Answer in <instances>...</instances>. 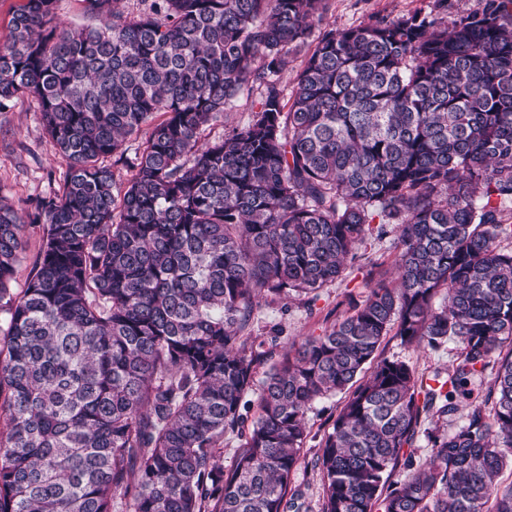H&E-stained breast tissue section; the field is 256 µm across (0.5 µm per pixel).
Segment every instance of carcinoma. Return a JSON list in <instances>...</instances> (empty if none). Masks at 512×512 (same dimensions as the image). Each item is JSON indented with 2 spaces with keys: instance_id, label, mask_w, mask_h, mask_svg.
I'll return each instance as SVG.
<instances>
[{
  "instance_id": "carcinoma-1",
  "label": "carcinoma",
  "mask_w": 512,
  "mask_h": 512,
  "mask_svg": "<svg viewBox=\"0 0 512 512\" xmlns=\"http://www.w3.org/2000/svg\"><path fill=\"white\" fill-rule=\"evenodd\" d=\"M55 2L22 0L0 45V112L36 100L67 165L37 214L0 199V512H304L305 414L346 390L314 459L321 512H512V0L317 36L329 0H83L95 24L74 29ZM249 83L248 123L200 142ZM157 113L117 187L104 158ZM387 224L391 280L368 273L362 302L283 353L251 340L259 296L317 293ZM390 334L454 340L448 378L380 356ZM421 435L432 460L400 474ZM46 224H26L24 231V250L21 260L16 266L13 278L9 283V288L15 295H19L23 288H26L27 282L33 272L36 262L42 250L45 235ZM258 389L259 387L257 386L256 390L250 393V395L246 398L247 400H251V405L249 409L243 411L247 419L242 430L240 429L238 433H227L224 435V470H229L233 466L237 455L243 449L242 447L244 443V434L251 426L256 411L255 400L258 395Z\"/></svg>"
}]
</instances>
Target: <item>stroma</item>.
<instances>
[{"instance_id":"stroma-1","label":"stroma","mask_w":512,"mask_h":512,"mask_svg":"<svg viewBox=\"0 0 512 512\" xmlns=\"http://www.w3.org/2000/svg\"><path fill=\"white\" fill-rule=\"evenodd\" d=\"M436 0H331L322 24L326 27L359 25L376 17L396 18L415 12L428 13ZM257 90H243L223 118L213 121L202 134L214 140L243 126L256 110ZM66 172V164L46 134L36 102L21 98L12 103L9 111L0 112V197L15 207L33 210L36 203L57 193ZM45 227L27 225L24 231V250L9 283L13 293H21L39 258L45 240ZM392 236L370 237L366 248L356 260L347 262L340 278L320 290L314 299L288 304L259 301L251 323L252 336L257 340H277L279 346L319 335L328 327V316L339 302L363 300L366 274L374 261H390ZM383 354L406 360L418 373L433 376L446 371L457 355V346L448 341L439 348H407L399 339L386 337ZM344 402L343 394L321 399L307 413L309 435L294 470L291 483L300 487L306 496L307 512H321L322 475L311 461L319 450L321 438L332 425Z\"/></svg>"}]
</instances>
